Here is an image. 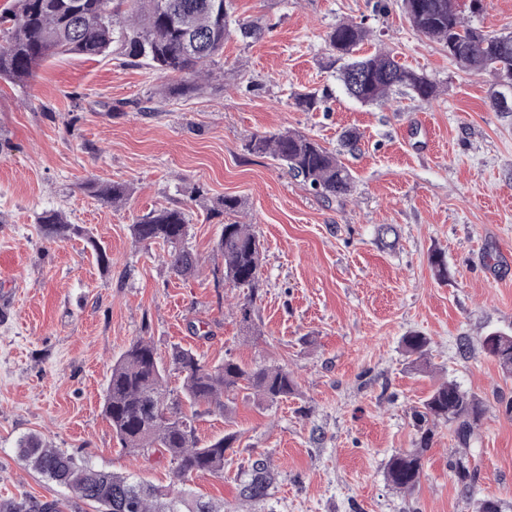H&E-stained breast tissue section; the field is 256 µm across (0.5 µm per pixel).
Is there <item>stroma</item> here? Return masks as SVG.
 <instances>
[{
  "instance_id": "1",
  "label": "stroma",
  "mask_w": 512,
  "mask_h": 512,
  "mask_svg": "<svg viewBox=\"0 0 512 512\" xmlns=\"http://www.w3.org/2000/svg\"><path fill=\"white\" fill-rule=\"evenodd\" d=\"M233 20L255 22L256 39L232 32L224 76L197 90L166 92L165 78L113 53L49 59L24 84L0 80V497L58 500L72 493L20 460L18 442L40 435L96 467L170 482L165 449L123 451L102 413L111 367L129 343L151 337L217 365L282 366L296 382L271 405L239 391L224 411L196 422L200 437L235 432L223 476L192 475L194 497L224 512H479L483 500L512 512V377L482 347L512 333V112L499 86L448 58L409 23L402 0H233ZM363 24V46L393 50L437 86L427 101L397 96L384 107L348 97L324 68L326 34ZM325 100L306 112L301 93ZM362 135L342 152L346 130ZM301 132L339 151L354 177L332 202L269 156L254 135ZM121 182L112 206L86 183ZM241 200L239 223L262 243L261 288L251 325L248 292L221 283L214 203ZM162 207L183 208L187 245L202 262L174 276L168 247L143 246L131 226ZM60 211L112 258L102 269L87 237L48 239L43 211ZM441 254L447 277L436 276ZM429 340L414 362L404 336ZM452 381L479 399L468 445L446 423L428 448L412 413ZM421 449L411 491L386 478L389 459ZM275 475L268 498L241 500L251 459ZM464 461L476 480L451 469Z\"/></svg>"
}]
</instances>
